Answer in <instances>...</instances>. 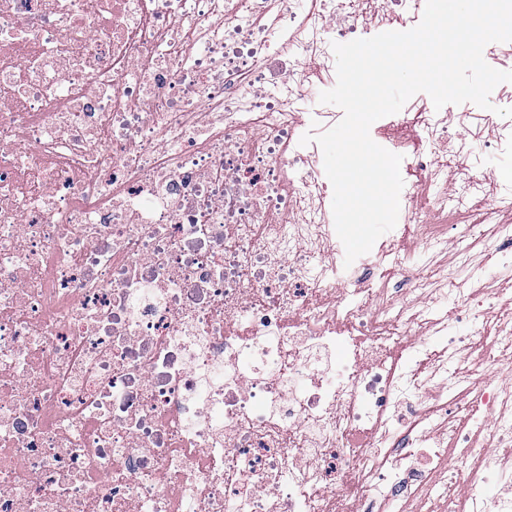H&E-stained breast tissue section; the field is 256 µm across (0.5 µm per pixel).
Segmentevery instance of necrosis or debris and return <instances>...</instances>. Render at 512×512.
Here are the masks:
<instances>
[{
  "label": "necrosis or debris",
  "mask_w": 512,
  "mask_h": 512,
  "mask_svg": "<svg viewBox=\"0 0 512 512\" xmlns=\"http://www.w3.org/2000/svg\"><path fill=\"white\" fill-rule=\"evenodd\" d=\"M419 0H0V512H512V326L446 234L512 258V200L449 208L461 137L413 98L376 134L423 251L345 265L312 74ZM422 126L425 148L408 131ZM454 324L434 318L445 305Z\"/></svg>",
  "instance_id": "obj_1"
}]
</instances>
